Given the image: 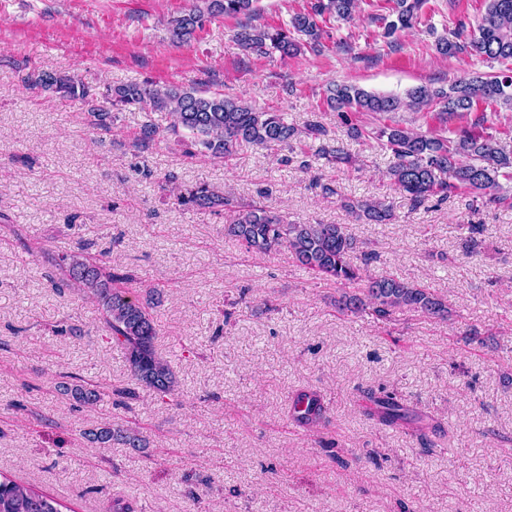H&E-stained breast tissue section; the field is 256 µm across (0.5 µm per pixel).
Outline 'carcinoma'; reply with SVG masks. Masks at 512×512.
<instances>
[{
  "label": "carcinoma",
  "mask_w": 512,
  "mask_h": 512,
  "mask_svg": "<svg viewBox=\"0 0 512 512\" xmlns=\"http://www.w3.org/2000/svg\"><path fill=\"white\" fill-rule=\"evenodd\" d=\"M362 0H309L307 8L294 13L280 26L240 24L234 34L237 47L246 54L262 55L268 48L281 57H294L309 49L319 52L324 47L323 23L330 19L349 21ZM427 0H385L389 15L383 37L414 28ZM257 0H193L181 15L173 17L168 26L174 45L187 43L207 18L215 15L251 17L256 14ZM486 8L476 29L462 41L441 38L435 44L438 54L454 57L470 54L489 61H512V0H485ZM21 80L32 90L56 93L82 102L94 101V90L68 75L36 67H22ZM326 103L337 110L340 120L349 125L351 112L389 114L401 108L415 112L441 105L439 119L446 122L456 116L470 114L479 105H512V68L508 72L460 78L448 89L427 85L408 91L407 97L376 94L349 83H332L327 88ZM112 105L149 107L164 112L169 124L162 128L154 122L142 126L138 146L147 148L170 132L189 133L191 146L213 158L232 156L243 146L277 150L296 138L300 132L288 124L284 113L261 111L239 98H226L194 87H158L152 84L128 83L112 89ZM487 118L481 114L471 123L452 131V136L426 135L414 128L384 126L375 131L382 148L390 151L396 163L389 169L390 179L418 207L432 197L442 202L450 196L467 191L481 197L497 199L499 177L512 179V155L499 147L496 137L487 131ZM182 206L207 210L228 206L230 201L199 185L177 196ZM366 220L382 224L390 219L380 203L350 206ZM224 232L240 242L248 252L272 254L285 248L298 265L312 274L336 282L344 289L337 307L343 311L372 308L381 319H389L398 311H420L445 318L448 307L431 289L393 276L367 277L352 263L351 237L340 224H291L282 216L261 206L236 211ZM52 266L63 273L60 280H51L58 290L81 288L90 294L110 332L112 344L124 350L130 379L152 390L163 399L173 394L175 376L155 349L158 324L150 304L115 287L131 279L127 273L91 261L83 251L57 255ZM63 394L84 405H96L101 393L92 385H59ZM293 419L304 426L319 424L325 412L320 395L298 394L292 402ZM364 414L377 424L389 428L411 426L421 436L437 431L431 419L413 414L397 394L382 390L367 395ZM88 439L104 448L112 443L123 444L136 452L146 448L138 434L105 424L86 432ZM61 504L50 494L0 473V512H62Z\"/></svg>",
  "instance_id": "carcinoma-1"
}]
</instances>
